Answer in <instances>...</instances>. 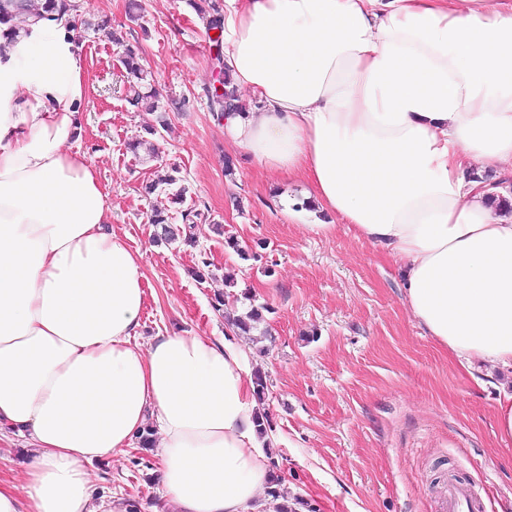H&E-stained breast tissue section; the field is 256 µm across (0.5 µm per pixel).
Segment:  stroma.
Masks as SVG:
<instances>
[{"label":"stroma","instance_id":"obj_1","mask_svg":"<svg viewBox=\"0 0 512 512\" xmlns=\"http://www.w3.org/2000/svg\"><path fill=\"white\" fill-rule=\"evenodd\" d=\"M140 4L132 13L128 0H87L80 55L92 89L80 148L111 191L113 230L144 255L143 339L189 328L220 337L227 316L268 306L243 341L250 366L266 375L269 462L289 495L317 512H440L454 479L485 512H512V442L495 434L512 371L482 367L486 381L476 385L407 310L398 259L334 224L306 180L274 178L225 139L206 97L214 37L190 0ZM128 44L139 46L166 108L154 158L128 149L148 119L131 102ZM173 99L184 107L171 108ZM171 166L188 193L169 214L178 224L196 213L192 246L152 240L159 199L142 187ZM309 224L333 230L313 235ZM221 291L219 313L212 299ZM88 471L98 492L163 512L154 453L131 448Z\"/></svg>","mask_w":512,"mask_h":512}]
</instances>
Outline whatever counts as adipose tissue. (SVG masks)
<instances>
[{"label": "adipose tissue", "instance_id": "1", "mask_svg": "<svg viewBox=\"0 0 512 512\" xmlns=\"http://www.w3.org/2000/svg\"><path fill=\"white\" fill-rule=\"evenodd\" d=\"M79 17L0 24V441L31 453L0 512H130L87 467L151 418L168 512H273L243 349L138 342L143 256L75 148ZM224 63L259 103L225 138L398 257L409 312L462 367L512 369V215L480 180L512 172V0H224Z\"/></svg>", "mask_w": 512, "mask_h": 512}]
</instances>
